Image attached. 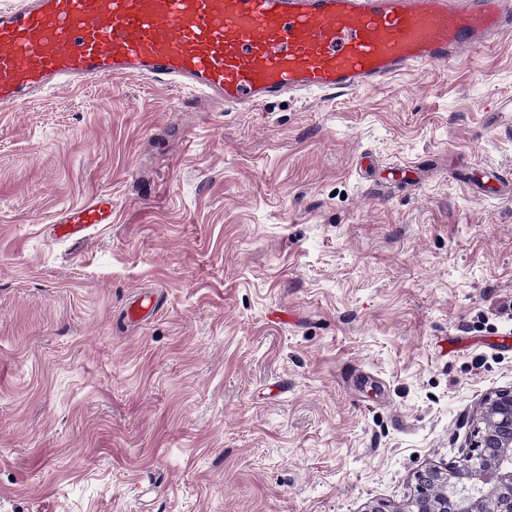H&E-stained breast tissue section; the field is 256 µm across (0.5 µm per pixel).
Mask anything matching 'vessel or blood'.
<instances>
[{
	"instance_id": "vessel-or-blood-1",
	"label": "vessel or blood",
	"mask_w": 512,
	"mask_h": 512,
	"mask_svg": "<svg viewBox=\"0 0 512 512\" xmlns=\"http://www.w3.org/2000/svg\"><path fill=\"white\" fill-rule=\"evenodd\" d=\"M512 36V0H22L0 10V112L59 84L139 75L192 111L379 85ZM101 194L55 219L84 241Z\"/></svg>"
}]
</instances>
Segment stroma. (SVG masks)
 <instances>
[{
  "label": "stroma",
  "instance_id": "stroma-1",
  "mask_svg": "<svg viewBox=\"0 0 512 512\" xmlns=\"http://www.w3.org/2000/svg\"><path fill=\"white\" fill-rule=\"evenodd\" d=\"M184 98L129 76L0 112V512L403 505L512 387V40L352 94ZM101 193L111 223L53 239Z\"/></svg>",
  "mask_w": 512,
  "mask_h": 512
}]
</instances>
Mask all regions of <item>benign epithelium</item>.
I'll use <instances>...</instances> for the list:
<instances>
[{"mask_svg": "<svg viewBox=\"0 0 512 512\" xmlns=\"http://www.w3.org/2000/svg\"><path fill=\"white\" fill-rule=\"evenodd\" d=\"M512 512V388L482 399L474 442L447 466H428L415 474V492L390 511L382 503L369 512Z\"/></svg>", "mask_w": 512, "mask_h": 512, "instance_id": "7a95c632", "label": "benign epithelium"}]
</instances>
